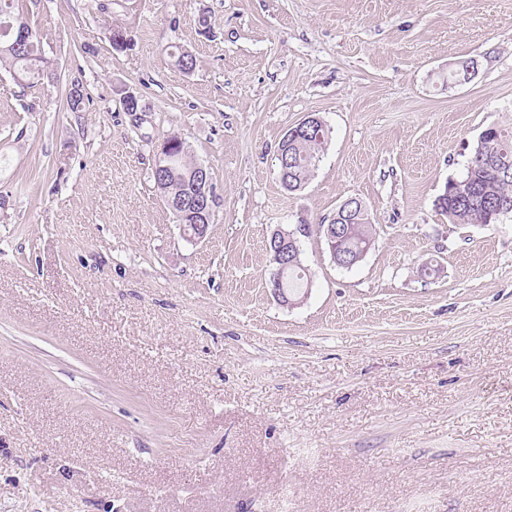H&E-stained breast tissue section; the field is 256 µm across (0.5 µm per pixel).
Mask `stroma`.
Wrapping results in <instances>:
<instances>
[{
	"label": "stroma",
	"mask_w": 512,
	"mask_h": 512,
	"mask_svg": "<svg viewBox=\"0 0 512 512\" xmlns=\"http://www.w3.org/2000/svg\"><path fill=\"white\" fill-rule=\"evenodd\" d=\"M23 11L55 80L0 70V512H512V216L435 206L512 127V0ZM309 115L329 141L289 192ZM173 134L213 173L199 244L152 178ZM350 197L369 252L302 239L306 295L277 303L267 236ZM324 127L325 124L320 117L309 115L301 122L290 127L288 133L290 137L296 139L301 132L308 134L311 130L322 129ZM288 133L286 136V145L279 156L283 159L284 154L286 156L288 152V161L285 167L286 172L280 177V182L286 191L293 192L303 187L309 180L316 162L319 161L321 154L324 153V148L329 138V130L328 128L323 130V140L319 143L305 135L289 148ZM279 157L278 163L280 172L283 164Z\"/></svg>",
	"instance_id": "35a3bbf8"
}]
</instances>
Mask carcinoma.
I'll list each match as a JSON object with an SVG mask.
<instances>
[{
    "mask_svg": "<svg viewBox=\"0 0 512 512\" xmlns=\"http://www.w3.org/2000/svg\"><path fill=\"white\" fill-rule=\"evenodd\" d=\"M20 0H0V69H5L21 79L37 77L52 81L50 61L39 48L37 33L23 17ZM31 36L27 41L18 40L20 28ZM329 138L323 130V140L316 142L303 136L288 148L286 172L280 177L282 187L293 192L309 180ZM168 168L152 173L154 183L162 191L165 202L181 224L197 223V216L188 206L196 194L194 171L197 162L191 159L186 142L170 136L162 143ZM442 214L453 224H492L500 217L512 213V131L499 125L487 126V133L479 136L465 176L448 182L437 202ZM351 223L343 225L336 242V251L360 254L373 240L374 229L368 214L361 211L351 214ZM302 258L288 267L283 277V287L290 301H298L299 294L307 287L304 281Z\"/></svg>",
    "mask_w": 512,
    "mask_h": 512,
    "instance_id": "cac0c4a2",
    "label": "carcinoma"
}]
</instances>
